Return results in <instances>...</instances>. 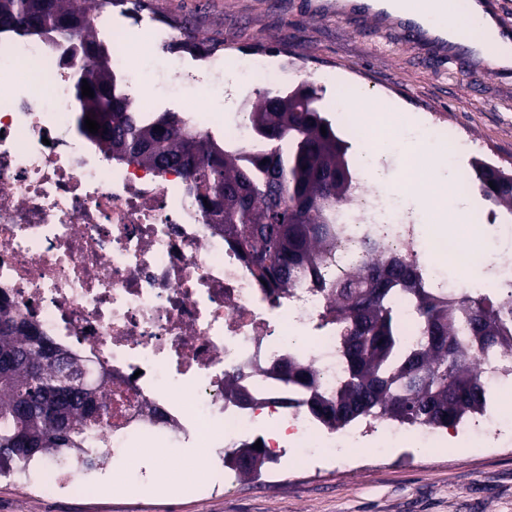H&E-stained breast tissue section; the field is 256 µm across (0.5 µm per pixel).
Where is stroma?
Wrapping results in <instances>:
<instances>
[{
    "instance_id": "obj_1",
    "label": "stroma",
    "mask_w": 512,
    "mask_h": 512,
    "mask_svg": "<svg viewBox=\"0 0 512 512\" xmlns=\"http://www.w3.org/2000/svg\"><path fill=\"white\" fill-rule=\"evenodd\" d=\"M336 0H143V8L175 31L203 35L209 44L241 55L264 56L287 74L283 93L306 83L351 145L360 164L364 141L336 107L346 86L382 98L411 122L441 118L470 147L456 152V172L478 157L512 168V69L477 65L469 48L448 52L423 39H408L402 24L360 10L339 12ZM213 96L228 112L248 111L269 86L237 89L234 77H215ZM493 207L480 194L461 196L448 211V227L474 240L473 221ZM276 464L260 477L236 478L224 493L199 495L185 480L163 486L153 471L147 486L107 498L34 496L20 482L0 478V512H512V447L488 455L473 448H434L390 460L365 454L355 464L336 462L271 482Z\"/></svg>"
}]
</instances>
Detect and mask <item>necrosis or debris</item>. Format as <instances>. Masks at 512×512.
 <instances>
[{"mask_svg": "<svg viewBox=\"0 0 512 512\" xmlns=\"http://www.w3.org/2000/svg\"><path fill=\"white\" fill-rule=\"evenodd\" d=\"M95 32L123 91L136 67L124 44L171 40L151 13L105 17ZM71 48L64 38L0 32V296L41 335L104 374L100 397L112 418L86 445L106 466L157 444L206 446L214 493L235 478L226 459L248 435L262 438L289 471L329 457L348 462L355 451L396 448L407 438L419 448H442L449 434L464 432L488 453L512 446L499 411L502 390L512 385V352L478 358L487 400L471 420L448 428L404 429L362 416L334 429L309 412L305 388L275 371L288 362L312 366L327 394L343 384L342 332L326 316L329 298L320 284L365 261L366 243L419 267L427 286L448 297L499 295L511 310L512 265L490 262L482 279L471 280L458 234L401 223L394 200L366 193L361 173L352 206L338 214L321 281L302 278L284 292L264 288L181 171L108 157L75 133ZM158 63L182 70L176 56ZM185 73L171 99L151 97L140 115L149 119L173 105L210 133L201 114L209 81L203 72ZM229 373L249 404L225 390ZM24 479L43 498L81 495L87 487L77 457L37 461Z\"/></svg>", "mask_w": 512, "mask_h": 512, "instance_id": "necrosis-or-debris-1", "label": "necrosis or debris"}]
</instances>
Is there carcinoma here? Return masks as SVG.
Masks as SVG:
<instances>
[{
    "label": "carcinoma",
    "mask_w": 512,
    "mask_h": 512,
    "mask_svg": "<svg viewBox=\"0 0 512 512\" xmlns=\"http://www.w3.org/2000/svg\"><path fill=\"white\" fill-rule=\"evenodd\" d=\"M91 11L92 0H50L46 8L41 0H0V30L22 33V26L3 18L35 13L43 35L59 37V25L68 24L67 38L75 44L72 55L81 57L83 45H92L89 68L95 81L123 99V111L112 113V121L123 122L129 142L147 148L133 159L155 167L157 155L182 154L190 126L170 112L150 120L137 115L134 101L118 91L105 51L92 38ZM75 99L80 131L86 117L96 116L97 101L79 95ZM248 121L252 138L245 147L196 133L194 158L182 171L199 198L224 194L219 209L224 233L264 287L286 288L303 275L318 281V257L332 246L328 225L336 223V211L349 201L344 189L349 144L313 103L305 104L292 93L278 99L260 97L252 104ZM272 124L281 128V134L271 145L259 129ZM270 156L275 157L272 167L264 163ZM465 180L512 216V172L475 158ZM401 291L411 296L424 331L423 340L414 346L404 345L400 336L394 298ZM329 292L328 314L343 327L348 377L335 395L328 396L319 390L311 368L290 363L288 382L310 390V405L321 400L350 409L334 422L324 420L332 428L363 415L410 424L457 423L484 402V389L472 366L475 351H512V325L501 316L502 298L464 296L448 301L426 287L412 265L396 257L370 255L330 285ZM462 322L468 326L466 346L455 339ZM18 323V314L1 304L0 353L14 356L16 363L11 378L0 379V448L13 447L22 430L44 443V456L79 452L83 436L103 426L101 415L58 402L49 388L54 382L52 366L34 361L36 352ZM61 420L66 423L65 437L57 434Z\"/></svg>",
    "instance_id": "cac0c4a2"
}]
</instances>
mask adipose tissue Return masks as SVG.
<instances>
[{"label": "adipose tissue", "instance_id": "adipose-tissue-1", "mask_svg": "<svg viewBox=\"0 0 512 512\" xmlns=\"http://www.w3.org/2000/svg\"><path fill=\"white\" fill-rule=\"evenodd\" d=\"M369 13L398 18L416 25L428 37L449 47L468 46L477 62L492 68L512 67V33L502 29L485 0H363ZM362 109L386 121L384 147L419 156L422 165L412 177L388 184L389 192L412 199L433 221L443 223L453 197V179L447 173L448 158L425 140L419 130L382 109L379 102L365 101Z\"/></svg>", "mask_w": 512, "mask_h": 512}]
</instances>
